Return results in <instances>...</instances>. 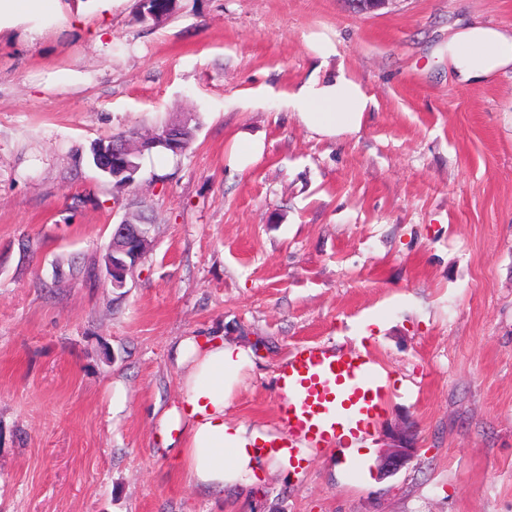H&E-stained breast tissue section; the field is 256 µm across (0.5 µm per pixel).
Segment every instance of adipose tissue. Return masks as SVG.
<instances>
[{
	"label": "adipose tissue",
	"instance_id": "adipose-tissue-1",
	"mask_svg": "<svg viewBox=\"0 0 512 512\" xmlns=\"http://www.w3.org/2000/svg\"><path fill=\"white\" fill-rule=\"evenodd\" d=\"M448 64L458 83L488 81L512 68V30L465 25L448 40ZM371 103L344 70L309 78L294 96L297 117L311 132L337 137L360 130ZM181 397L160 419L164 446L179 445L195 486L215 489L253 474L258 455L291 468L287 436L268 435L226 420L233 386L249 364L247 348L220 336L182 338L173 352Z\"/></svg>",
	"mask_w": 512,
	"mask_h": 512
}]
</instances>
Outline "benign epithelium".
<instances>
[{
  "instance_id": "benign-epithelium-1",
  "label": "benign epithelium",
  "mask_w": 512,
  "mask_h": 512,
  "mask_svg": "<svg viewBox=\"0 0 512 512\" xmlns=\"http://www.w3.org/2000/svg\"><path fill=\"white\" fill-rule=\"evenodd\" d=\"M164 147L179 155L184 151L183 138L176 127H168L161 133L134 140H110L98 149V170L103 174L118 177L131 171L129 155L143 154ZM149 231L134 216H128L115 225L112 233L110 254L106 265V274L112 287L122 289L126 286L127 274L139 262L148 243ZM392 444L381 458L378 467L380 478L394 475L408 464L417 449L413 447L406 431L396 429L390 432Z\"/></svg>"
}]
</instances>
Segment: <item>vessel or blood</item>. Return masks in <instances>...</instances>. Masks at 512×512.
Wrapping results in <instances>:
<instances>
[{"mask_svg": "<svg viewBox=\"0 0 512 512\" xmlns=\"http://www.w3.org/2000/svg\"><path fill=\"white\" fill-rule=\"evenodd\" d=\"M278 422L290 442L310 448L346 447L374 432L391 390L383 366L368 353L319 345L295 349L282 367Z\"/></svg>", "mask_w": 512, "mask_h": 512, "instance_id": "vessel-or-blood-1", "label": "vessel or blood"}]
</instances>
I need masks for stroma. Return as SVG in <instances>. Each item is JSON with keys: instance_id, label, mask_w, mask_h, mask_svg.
Masks as SVG:
<instances>
[{"instance_id": "35a3bbf8", "label": "stroma", "mask_w": 512, "mask_h": 512, "mask_svg": "<svg viewBox=\"0 0 512 512\" xmlns=\"http://www.w3.org/2000/svg\"><path fill=\"white\" fill-rule=\"evenodd\" d=\"M460 21L511 30L512 0H177L160 23L58 0L0 22V512H512V71L459 85ZM323 63L372 97L359 132L296 117ZM175 119L191 147L123 190L90 165L94 141ZM137 210L150 245L116 289L104 258ZM218 334L252 351L230 422L278 432L297 345L362 349L394 388L368 447L405 428L416 455L382 480L376 454L262 457L197 488L158 420L174 346Z\"/></svg>"}]
</instances>
